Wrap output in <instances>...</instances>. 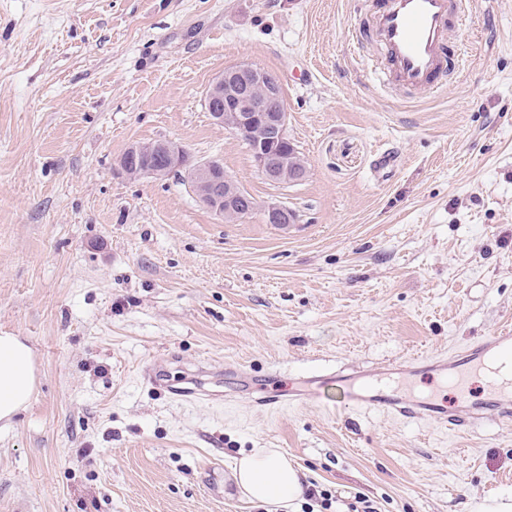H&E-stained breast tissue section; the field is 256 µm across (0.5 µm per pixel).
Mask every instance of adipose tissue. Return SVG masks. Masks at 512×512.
<instances>
[{
	"label": "adipose tissue",
	"mask_w": 512,
	"mask_h": 512,
	"mask_svg": "<svg viewBox=\"0 0 512 512\" xmlns=\"http://www.w3.org/2000/svg\"><path fill=\"white\" fill-rule=\"evenodd\" d=\"M36 388L34 353L22 337L0 334V423L30 403ZM233 478L243 496L263 505L295 507L305 484L287 457L275 448H257L240 458Z\"/></svg>",
	"instance_id": "1"
}]
</instances>
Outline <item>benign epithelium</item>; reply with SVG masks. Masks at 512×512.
Wrapping results in <instances>:
<instances>
[{"label":"benign epithelium","mask_w":512,"mask_h":512,"mask_svg":"<svg viewBox=\"0 0 512 512\" xmlns=\"http://www.w3.org/2000/svg\"><path fill=\"white\" fill-rule=\"evenodd\" d=\"M206 102L213 120L231 133L243 138L254 128L261 131L262 137L251 142L250 148L266 180L288 184L307 176L308 166L302 156L291 166L283 153V147L291 146V142L276 76L249 64L229 67L207 90ZM118 166L128 176L153 178L184 169L198 199L220 216H247L256 207L255 199L224 172L222 163L192 165L185 149L173 141L134 145L122 155ZM263 216L265 223L273 226L296 221L288 206L277 203L265 207Z\"/></svg>","instance_id":"7a95c632"}]
</instances>
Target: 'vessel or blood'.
Returning <instances> with one entry per match:
<instances>
[{
    "label": "vessel or blood",
    "mask_w": 512,
    "mask_h": 512,
    "mask_svg": "<svg viewBox=\"0 0 512 512\" xmlns=\"http://www.w3.org/2000/svg\"><path fill=\"white\" fill-rule=\"evenodd\" d=\"M370 13L369 28L352 27L353 43L378 42L383 50L374 62L375 79L380 86L398 87L417 94L440 90L446 72L461 70L463 54L451 41L453 27L468 11L466 0H366ZM512 358V328L503 327L496 336L474 339L455 348L451 355H417L410 361L386 364L387 372L398 374L402 387H389L380 379L364 380L360 371L325 369L311 376L304 389L285 392L276 389L278 369H269L265 379L249 390L253 404L263 409L297 407L310 401L320 402L325 389L339 386L337 408L352 411H377L407 423L438 421L449 433L492 420L512 425V379L502 381L490 360ZM483 376L485 398L466 406L449 404L440 390L465 391L471 376ZM146 383L179 401L199 398L198 389L165 382L156 372L143 374ZM436 384L435 392L419 394L414 390L418 378Z\"/></svg>",
    "instance_id": "obj_1"
}]
</instances>
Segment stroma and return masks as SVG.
<instances>
[{"label":"stroma","mask_w":512,"mask_h":512,"mask_svg":"<svg viewBox=\"0 0 512 512\" xmlns=\"http://www.w3.org/2000/svg\"><path fill=\"white\" fill-rule=\"evenodd\" d=\"M367 18L360 0H0V333L38 369L0 426V512H266L232 477L254 448L379 512L512 496V425L268 412L215 374L210 398L180 403L142 378L239 361L297 387L512 321V0H474L451 35L464 68L424 97L363 68L378 50L348 31ZM241 63L278 78L303 181H267L211 119L209 85ZM165 140L220 161L256 211L228 222L184 170L119 169ZM271 203L297 230L264 223Z\"/></svg>","instance_id":"35a3bbf8"}]
</instances>
